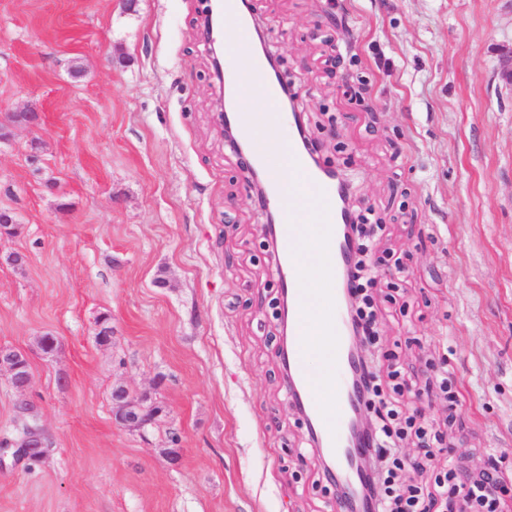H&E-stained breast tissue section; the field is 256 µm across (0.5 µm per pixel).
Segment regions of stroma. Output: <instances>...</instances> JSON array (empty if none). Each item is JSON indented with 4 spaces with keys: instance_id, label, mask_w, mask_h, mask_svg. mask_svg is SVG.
<instances>
[{
    "instance_id": "obj_1",
    "label": "stroma",
    "mask_w": 512,
    "mask_h": 512,
    "mask_svg": "<svg viewBox=\"0 0 512 512\" xmlns=\"http://www.w3.org/2000/svg\"><path fill=\"white\" fill-rule=\"evenodd\" d=\"M253 2L312 124L336 118L321 163L408 269L380 352L403 343L418 374L447 358L462 407L424 414L462 470L512 457V0ZM205 7L0 0V113H43L0 141V345L27 353L47 439L0 460V512H335L278 353L264 210L218 123ZM117 386L166 416L120 427Z\"/></svg>"
}]
</instances>
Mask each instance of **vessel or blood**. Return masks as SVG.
<instances>
[{
	"label": "vessel or blood",
	"mask_w": 512,
	"mask_h": 512,
	"mask_svg": "<svg viewBox=\"0 0 512 512\" xmlns=\"http://www.w3.org/2000/svg\"><path fill=\"white\" fill-rule=\"evenodd\" d=\"M250 27V22L244 20L226 33L224 72L232 93H251L256 100L266 103L267 112L263 115L233 112L229 118L247 142L252 165L266 171L268 192L264 204L277 209L281 219L276 228L279 280L288 296V323L292 331L304 332L314 308H321L323 312L320 319L323 340L315 350H307L300 343H289L288 382L314 431L317 447L336 464L341 489L336 499V512H349L363 483L359 460L366 446L351 435L360 397L352 384L358 360L346 336L347 316L341 300L344 275L355 250L343 232L345 218L337 204L344 184L340 179L327 177L310 163L292 131V114L276 109L280 90L267 76L264 62L250 54ZM284 167L295 173L294 181L286 183L276 178V171ZM302 185L308 187L316 204L319 217L314 236L326 249V262L332 274L328 287L321 289L314 298L309 295L307 281L299 267L304 233L295 223L294 207L299 202L298 188ZM313 358L321 362L333 379L334 415L328 420L323 417L322 402L313 389L308 365Z\"/></svg>",
	"instance_id": "1"
}]
</instances>
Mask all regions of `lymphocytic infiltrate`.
Here are the masks:
<instances>
[{
	"label": "lymphocytic infiltrate",
	"mask_w": 512,
	"mask_h": 512,
	"mask_svg": "<svg viewBox=\"0 0 512 512\" xmlns=\"http://www.w3.org/2000/svg\"><path fill=\"white\" fill-rule=\"evenodd\" d=\"M383 230L380 224L352 225L350 238L358 260L347 279L352 299L348 321L365 347L355 384L363 395L364 408L375 418L366 433L372 450L365 458L366 478L361 488L365 512H454L460 500L473 512H500L497 471L464 478L455 467L440 470L435 465L436 457L446 452L447 446L432 425L422 421L419 405L439 398L447 401L449 412H456L462 401L454 380L442 373L436 385L420 388L402 370L397 352L386 354L382 366L374 359L380 341L374 291L388 289V302L399 305L392 289L395 278L404 271L401 263L375 254L373 242ZM409 444L417 450L411 458L404 453ZM408 467L429 476V484L403 481L402 473Z\"/></svg>",
	"instance_id": "f902f5d3"
}]
</instances>
